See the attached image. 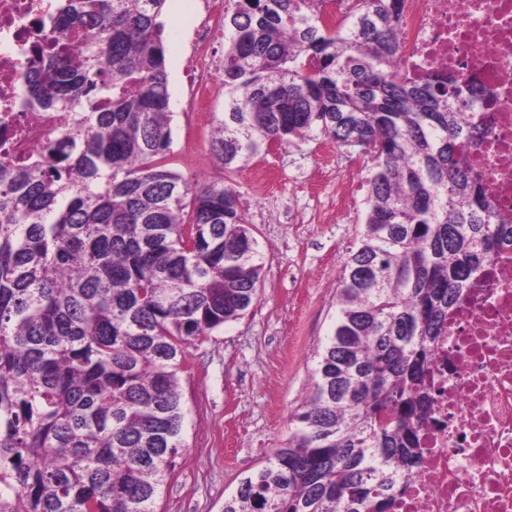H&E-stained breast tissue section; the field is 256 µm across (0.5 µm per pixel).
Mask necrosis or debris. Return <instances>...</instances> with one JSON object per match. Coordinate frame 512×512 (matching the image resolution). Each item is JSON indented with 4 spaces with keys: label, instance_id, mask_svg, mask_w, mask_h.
Masks as SVG:
<instances>
[{
    "label": "necrosis or debris",
    "instance_id": "obj_1",
    "mask_svg": "<svg viewBox=\"0 0 512 512\" xmlns=\"http://www.w3.org/2000/svg\"><path fill=\"white\" fill-rule=\"evenodd\" d=\"M55 0H0V154L23 167L62 131L64 112L24 102L35 43L52 45ZM190 43L187 88L194 109L211 95L224 0H201ZM400 42L411 77L434 71L457 79L461 95L481 86L468 122L489 132L466 148L487 199L512 224V0H402ZM432 424L421 458L394 512H512V247L494 254L468 288L430 366Z\"/></svg>",
    "mask_w": 512,
    "mask_h": 512
}]
</instances>
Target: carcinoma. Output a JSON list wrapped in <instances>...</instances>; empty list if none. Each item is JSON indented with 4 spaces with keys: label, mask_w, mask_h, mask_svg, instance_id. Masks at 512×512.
<instances>
[{
    "label": "carcinoma",
    "mask_w": 512,
    "mask_h": 512,
    "mask_svg": "<svg viewBox=\"0 0 512 512\" xmlns=\"http://www.w3.org/2000/svg\"><path fill=\"white\" fill-rule=\"evenodd\" d=\"M166 0H57L76 54L34 52L27 101L69 125L0 162V512H155L177 466L187 348L257 301L262 266L230 185L168 167ZM400 0H236L224 18L227 169L330 137L371 162L299 426L224 512H389L431 419L428 365L459 289L512 242L461 142L457 79L402 70ZM324 28L340 30L348 16L351 0H311Z\"/></svg>",
    "instance_id": "obj_1"
}]
</instances>
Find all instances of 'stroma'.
Instances as JSON below:
<instances>
[{"instance_id":"35a3bbf8","label":"stroma","mask_w":512,"mask_h":512,"mask_svg":"<svg viewBox=\"0 0 512 512\" xmlns=\"http://www.w3.org/2000/svg\"><path fill=\"white\" fill-rule=\"evenodd\" d=\"M197 4L166 3L174 114L167 159L186 177L232 185L264 269L258 300L246 315L188 349L180 375L184 448L156 512H223L225 498L294 430V416L314 387L317 353L335 323L340 271L364 230L365 188L337 201L336 177L351 168L362 183L369 173L357 149L333 147L328 137L225 170L209 150L224 115L223 75L214 77L206 112L186 110L187 38Z\"/></svg>"}]
</instances>
